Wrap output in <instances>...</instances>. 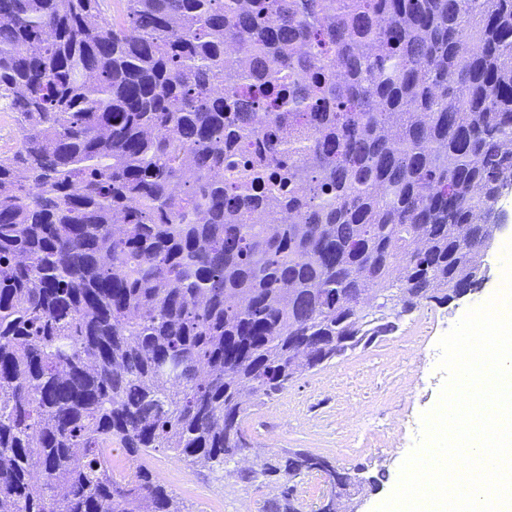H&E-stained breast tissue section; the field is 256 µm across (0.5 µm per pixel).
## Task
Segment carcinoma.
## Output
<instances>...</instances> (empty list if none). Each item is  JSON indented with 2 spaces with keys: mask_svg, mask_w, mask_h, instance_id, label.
<instances>
[{
  "mask_svg": "<svg viewBox=\"0 0 512 512\" xmlns=\"http://www.w3.org/2000/svg\"><path fill=\"white\" fill-rule=\"evenodd\" d=\"M0 109V512H190L160 448L302 512L243 419L474 284L512 0H0Z\"/></svg>",
  "mask_w": 512,
  "mask_h": 512,
  "instance_id": "1",
  "label": "carcinoma"
}]
</instances>
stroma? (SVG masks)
<instances>
[{
    "instance_id": "35a3bbf8",
    "label": "stroma",
    "mask_w": 512,
    "mask_h": 512,
    "mask_svg": "<svg viewBox=\"0 0 512 512\" xmlns=\"http://www.w3.org/2000/svg\"><path fill=\"white\" fill-rule=\"evenodd\" d=\"M502 258L501 246H494L487 257L490 278L480 291L443 306L422 303L402 317L393 334L307 373L280 395L253 407L244 428L254 447L267 446L264 423L283 422L278 450L303 449L327 458L336 467L359 472L362 482L354 489L353 501L358 502L360 512H373L395 489L400 466L417 442L416 436H403L397 453L386 455L376 449L375 432L395 415L419 416L440 394L424 369L411 374L406 393H398L399 361L418 356L426 333L445 335L468 309L496 294ZM366 363L377 374L369 387L361 386L359 378ZM145 464L183 499L190 512H237L243 496H251L259 504L280 492L275 484L241 483L237 472L246 462L239 458L216 472L189 467L163 452L153 453ZM381 471L386 474L382 486L370 491L367 478Z\"/></svg>"
}]
</instances>
